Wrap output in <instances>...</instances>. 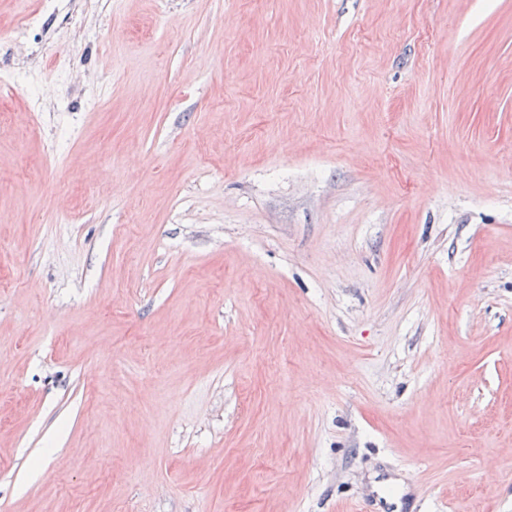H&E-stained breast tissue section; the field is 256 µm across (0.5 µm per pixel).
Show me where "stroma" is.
<instances>
[{
    "label": "stroma",
    "mask_w": 512,
    "mask_h": 512,
    "mask_svg": "<svg viewBox=\"0 0 512 512\" xmlns=\"http://www.w3.org/2000/svg\"><path fill=\"white\" fill-rule=\"evenodd\" d=\"M0 512H512V0H0Z\"/></svg>",
    "instance_id": "stroma-1"
}]
</instances>
